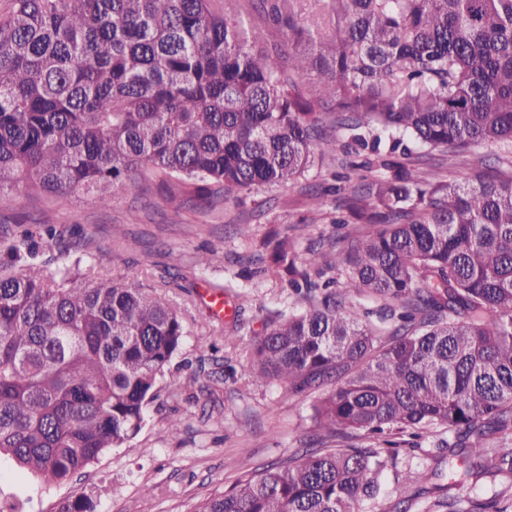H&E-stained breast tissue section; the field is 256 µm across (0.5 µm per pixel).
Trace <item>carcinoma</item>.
I'll use <instances>...</instances> for the list:
<instances>
[{
    "instance_id": "obj_1",
    "label": "carcinoma",
    "mask_w": 512,
    "mask_h": 512,
    "mask_svg": "<svg viewBox=\"0 0 512 512\" xmlns=\"http://www.w3.org/2000/svg\"><path fill=\"white\" fill-rule=\"evenodd\" d=\"M240 0H11L0 14V191L81 192L98 206L143 170L209 199L285 185L333 146L324 107L383 143L388 173L346 189L375 230L336 261L288 237L261 271L309 306L249 343L255 381L300 391L320 436L448 430L463 476L512 479V179L479 168L440 180L416 147L512 140V0H246L288 37L277 50L239 18ZM57 246L55 267L40 261ZM48 225L0 227V462L33 490L67 482L135 438L187 330L165 294L105 277ZM344 291L335 289L336 277ZM385 302L386 340L346 299ZM391 453L310 448L216 491L193 512H357L380 493ZM508 512L495 497L465 510ZM96 496L55 512H95Z\"/></svg>"
}]
</instances>
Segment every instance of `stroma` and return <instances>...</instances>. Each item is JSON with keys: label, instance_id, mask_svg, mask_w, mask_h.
<instances>
[{"label": "stroma", "instance_id": "1", "mask_svg": "<svg viewBox=\"0 0 512 512\" xmlns=\"http://www.w3.org/2000/svg\"><path fill=\"white\" fill-rule=\"evenodd\" d=\"M334 119L330 112L321 115L322 126L335 135V147L322 165L284 187L241 191L238 200L213 212L148 173L131 189L117 192L107 208L80 193L62 200L29 195L19 187L0 192V224L55 225L109 277H134L167 292L189 332L173 361L170 383L161 384L148 406V422L134 439L43 494L27 488L13 468H4L0 497L26 500L25 512H54L60 499L97 488L98 512H192L245 473L306 451L315 434L310 406L318 391L292 394L283 381L255 382L247 344L263 332L271 314L298 304L282 284L257 273L255 260L266 255V240L288 236L304 256L310 247L327 252L335 240H360L372 230L348 222L343 198L332 188L350 178L381 175V163L355 153L348 132ZM476 156L492 173L512 177V141L475 145L458 156L417 150L411 161L449 180L468 172ZM316 193L323 197L317 209L310 204ZM202 253L209 265L194 266ZM213 297L240 304V318L211 317ZM173 416L182 425L170 433L166 423ZM447 439L442 431L422 437L417 446L395 448L381 492L364 503L363 512H395V503L406 497L413 500L410 512H426L442 498L454 472L466 468L459 460L442 476L413 480V473L435 469L447 457Z\"/></svg>", "mask_w": 512, "mask_h": 512}]
</instances>
